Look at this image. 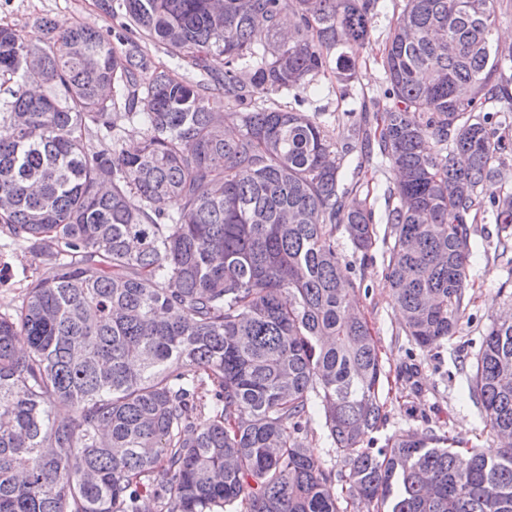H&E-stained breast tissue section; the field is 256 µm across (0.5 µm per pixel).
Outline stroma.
<instances>
[{
    "mask_svg": "<svg viewBox=\"0 0 512 512\" xmlns=\"http://www.w3.org/2000/svg\"><path fill=\"white\" fill-rule=\"evenodd\" d=\"M401 6L402 0H378L368 40L348 50L356 62L354 79L341 82L335 74L321 75L303 95L302 111L317 117L335 140L349 135L361 111L377 109L384 83L382 54ZM46 17L99 31L116 27L123 19L122 14L105 13L99 0H0V25L22 35H32L36 21ZM344 170L348 178L358 179L356 196L367 200L377 231H384L393 170L377 154L358 152L345 159ZM507 238L512 240V226L498 224L495 207L478 211L466 282L470 302L454 336L422 349L405 335L385 279V241L377 240L364 257L344 237H337L341 269L357 284L351 300L369 323L383 366L379 386L383 420L372 435L374 447H382L388 437L402 431L433 430L491 455L499 451L497 439L483 431L480 410L469 398L468 380L493 317L512 313V249L501 247ZM47 271V266L34 262L28 242L0 230V311L14 308L31 279Z\"/></svg>",
    "mask_w": 512,
    "mask_h": 512,
    "instance_id": "obj_1",
    "label": "stroma"
}]
</instances>
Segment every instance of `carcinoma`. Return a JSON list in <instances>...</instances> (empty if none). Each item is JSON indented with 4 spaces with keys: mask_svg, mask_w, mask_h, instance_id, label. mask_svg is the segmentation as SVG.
Segmentation results:
<instances>
[{
    "mask_svg": "<svg viewBox=\"0 0 512 512\" xmlns=\"http://www.w3.org/2000/svg\"><path fill=\"white\" fill-rule=\"evenodd\" d=\"M499 6L403 0L387 104L340 144L264 102L333 62L352 79L340 48L369 37L377 0H121L124 28L198 81L121 32L0 26V229L51 265L0 313V512H512L511 447L418 431L370 446L382 366L336 243L375 244L342 160L376 148L396 170L385 277L405 335L427 349L456 333L472 213L488 202L512 224L496 165L512 142L478 116L512 106ZM120 103L142 134L131 153ZM469 397L486 433L512 437V317L493 320ZM314 410L348 469L341 498L296 436ZM146 53L151 62L155 66H164L169 69L175 70L179 76L186 79H193L195 77L194 71L187 66L184 62H178L172 58L162 45H155L153 43H146Z\"/></svg>",
    "mask_w": 512,
    "mask_h": 512,
    "instance_id": "carcinoma-1",
    "label": "carcinoma"
}]
</instances>
